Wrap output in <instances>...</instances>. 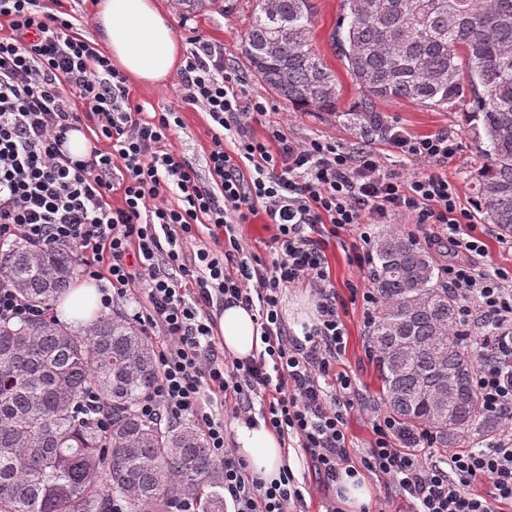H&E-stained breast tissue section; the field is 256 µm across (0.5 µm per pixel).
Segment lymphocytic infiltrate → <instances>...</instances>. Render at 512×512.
<instances>
[{"mask_svg": "<svg viewBox=\"0 0 512 512\" xmlns=\"http://www.w3.org/2000/svg\"><path fill=\"white\" fill-rule=\"evenodd\" d=\"M60 0H0V243L67 247L97 282L104 308L131 304L129 319L155 337L159 379L137 410L151 422L192 420L224 466L231 512H303L291 470L265 483L235 451L231 426H265L309 456L326 488L365 470L411 512H504L512 506V266L490 261L491 230L478 228L447 167L458 153L445 132L385 131L389 148L424 162L409 176L386 170L381 152H350L332 138L255 136L266 106L249 99L224 65L223 45L191 37L180 98L219 127L209 178L169 143L175 109L130 105L126 77L94 44L74 36ZM98 142L71 156V132ZM123 194L112 205L114 191ZM264 213L274 234L265 255L246 253L239 228ZM410 224L453 255L443 267L464 327H494L474 377L479 406L501 429L479 450L432 459L427 435L406 447L389 414L370 417L372 439L352 453L348 418L356 379L338 366L346 329L328 268L329 240L349 236L359 267L372 261V227ZM496 237V236H493ZM511 251L512 237H496ZM311 290L317 322L295 336L280 314L288 288ZM240 304L256 316L261 350L225 356L217 317ZM489 480L490 497L470 493Z\"/></svg>", "mask_w": 512, "mask_h": 512, "instance_id": "1", "label": "lymphocytic infiltrate"}]
</instances>
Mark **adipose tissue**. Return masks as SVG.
<instances>
[{
	"label": "adipose tissue",
	"mask_w": 512,
	"mask_h": 512,
	"mask_svg": "<svg viewBox=\"0 0 512 512\" xmlns=\"http://www.w3.org/2000/svg\"><path fill=\"white\" fill-rule=\"evenodd\" d=\"M93 24L113 65L142 84L163 85L182 62L183 45L169 14L155 0H97ZM217 330L230 355L246 356L255 346L256 324L243 307L225 308ZM236 444L250 471L266 481L295 463L294 449L283 447L277 435L263 426H239Z\"/></svg>",
	"instance_id": "ef3b65f1"
}]
</instances>
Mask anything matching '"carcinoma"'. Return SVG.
I'll use <instances>...</instances> for the list:
<instances>
[{
    "mask_svg": "<svg viewBox=\"0 0 512 512\" xmlns=\"http://www.w3.org/2000/svg\"><path fill=\"white\" fill-rule=\"evenodd\" d=\"M312 0H255L245 58L261 82L296 108L337 110L336 75L312 43ZM332 41L361 99L343 113L357 137L385 130L379 100L471 107L479 166L473 196L484 221L512 236V0H340ZM73 251L15 241L0 252V283L50 306L76 275ZM379 309L367 341L379 404L412 444L485 439L480 353L456 334L459 305L434 255L399 232L375 242ZM158 380L153 351L120 313L78 331L56 320L0 322V512H170L175 495L199 512H224V466L188 421L158 424L137 411ZM95 392L104 431L79 414Z\"/></svg>",
    "mask_w": 512,
    "mask_h": 512,
    "instance_id": "cac0c4a2",
    "label": "carcinoma"
}]
</instances>
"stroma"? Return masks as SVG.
Instances as JSON below:
<instances>
[{"label": "stroma", "mask_w": 512, "mask_h": 512, "mask_svg": "<svg viewBox=\"0 0 512 512\" xmlns=\"http://www.w3.org/2000/svg\"><path fill=\"white\" fill-rule=\"evenodd\" d=\"M159 7L169 12L173 26L180 39H188L197 34L204 39L223 44L224 63L233 68L242 78L248 96L264 102L267 115L261 124L255 125L257 137L269 136L272 129L280 128L297 140L312 138H335L346 147L359 146L360 141L346 126L342 113L358 104L360 93L337 55L332 34L339 15L340 0H314L315 21L313 25V45L326 65L338 79L340 98L337 111H301L285 103L246 66L242 53L244 32L248 24L252 6L248 0H241L237 10L227 13L215 7L193 14L184 19L176 0H157ZM181 75L173 73L162 87H149L136 81H129L130 104L143 105L145 111L175 108L181 117L182 126L173 133L171 143L180 153L191 159L199 173H206V155L214 124L206 112L199 107L182 103L178 90ZM376 108L385 124L402 127L408 134L420 137L440 131L453 135L459 143L457 158L448 168L449 177L462 189L464 202H471V176L478 165L473 136L465 122L461 110L430 108L406 101L380 100ZM333 284L339 296L345 300L342 315L346 330V351L341 358L343 368L352 372L357 381L358 391L354 396V408L350 414L348 434L350 447L356 453H363L371 440L368 418L377 412L375 398L380 382L377 372L367 352L368 328L364 323L360 303L351 299L352 288L372 287L373 281L368 269L359 268L350 247L331 241L326 249Z\"/></svg>", "instance_id": "stroma-1"}]
</instances>
